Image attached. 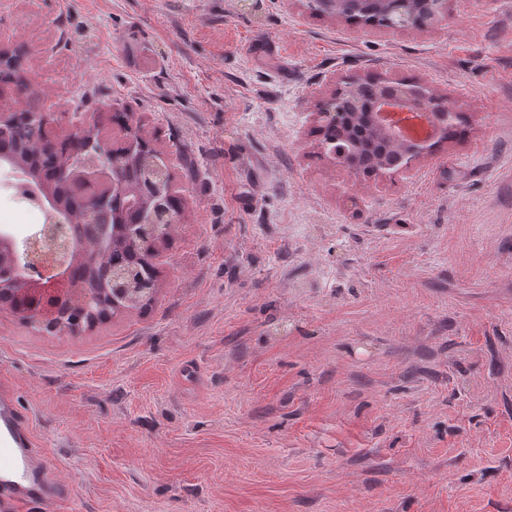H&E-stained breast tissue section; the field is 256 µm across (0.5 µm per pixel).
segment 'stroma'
Wrapping results in <instances>:
<instances>
[{
  "mask_svg": "<svg viewBox=\"0 0 512 512\" xmlns=\"http://www.w3.org/2000/svg\"><path fill=\"white\" fill-rule=\"evenodd\" d=\"M21 105L134 112L180 222L143 311L0 313V376L70 497L33 512H512V0L410 31L302 0H0ZM416 80L466 118L353 174L312 112ZM440 127L436 125V133H438ZM376 135L380 138H384L386 140H391L392 142L396 143L400 146L401 150L406 156L410 157V160L408 161V164L405 165L401 171L404 172L408 170L414 161H416L418 158L423 156L424 154H428L433 152L438 146L440 142H431L433 138L429 140H417V141H405V142H396L393 140L391 135L388 133L387 130H385L381 126H376ZM434 144V145H432ZM151 156H155L164 163L162 165L158 159L151 158ZM143 158H146L144 169L150 175L151 180L157 185L160 186L163 183H167L169 194L176 196L173 194L171 189V181H172V166L171 160L167 156V160L160 154L158 151L149 152L142 154Z\"/></svg>",
  "mask_w": 512,
  "mask_h": 512,
  "instance_id": "35a3bbf8",
  "label": "stroma"
}]
</instances>
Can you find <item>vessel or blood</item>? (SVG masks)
I'll list each match as a JSON object with an SVG mask.
<instances>
[{"label":"vessel or blood","instance_id":"b4317fda","mask_svg":"<svg viewBox=\"0 0 512 512\" xmlns=\"http://www.w3.org/2000/svg\"><path fill=\"white\" fill-rule=\"evenodd\" d=\"M63 493L47 453L38 451L19 414L14 389L0 387V512H27L31 503L42 499L54 503Z\"/></svg>","mask_w":512,"mask_h":512}]
</instances>
